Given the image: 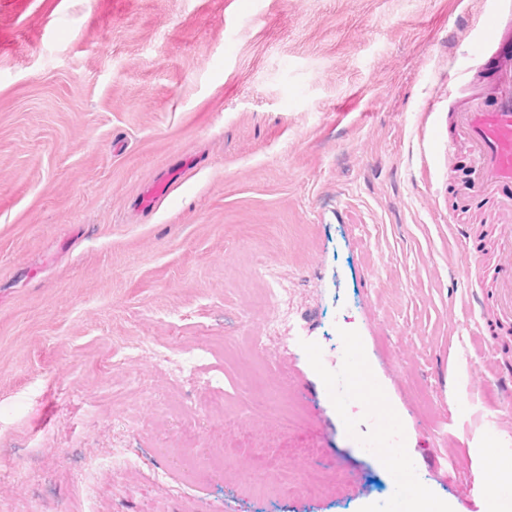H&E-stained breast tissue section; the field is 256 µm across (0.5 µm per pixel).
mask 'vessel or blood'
<instances>
[{
  "instance_id": "obj_1",
  "label": "vessel or blood",
  "mask_w": 512,
  "mask_h": 512,
  "mask_svg": "<svg viewBox=\"0 0 512 512\" xmlns=\"http://www.w3.org/2000/svg\"><path fill=\"white\" fill-rule=\"evenodd\" d=\"M479 41L472 50L473 60L482 59L492 49L503 48L499 12H484L479 23ZM491 83L488 99L472 96L469 106L457 112L456 133L466 140L475 158L473 176L462 183L461 190L470 206L493 204L497 213L494 228L496 256L489 268L492 305H485L479 295H472L483 320L512 325V64L491 63L487 68ZM176 175H166L145 189L139 205L144 209L156 204L170 191Z\"/></svg>"
}]
</instances>
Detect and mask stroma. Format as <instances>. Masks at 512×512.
<instances>
[{"label": "stroma", "instance_id": "obj_1", "mask_svg": "<svg viewBox=\"0 0 512 512\" xmlns=\"http://www.w3.org/2000/svg\"><path fill=\"white\" fill-rule=\"evenodd\" d=\"M496 5L0 0V512H512V335L488 352L448 222V93ZM279 287L299 339L259 362ZM339 370L383 414L341 411ZM305 459L323 490L262 494ZM181 175L182 173L179 170L173 174L167 173L165 179L160 180L145 189L139 198L140 207L142 209H154L156 204L170 193L173 184L177 183L181 179ZM171 182L172 184L169 185Z\"/></svg>", "mask_w": 512, "mask_h": 512}]
</instances>
